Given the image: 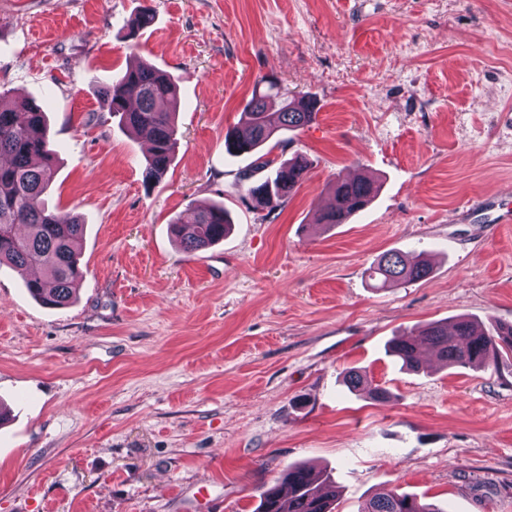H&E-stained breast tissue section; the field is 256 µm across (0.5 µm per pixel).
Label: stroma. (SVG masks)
Masks as SVG:
<instances>
[{"mask_svg":"<svg viewBox=\"0 0 512 512\" xmlns=\"http://www.w3.org/2000/svg\"><path fill=\"white\" fill-rule=\"evenodd\" d=\"M136 55L181 99L149 186L145 143L99 102ZM267 78L318 102L271 153L311 163L271 210L224 151ZM0 89L46 106L49 203L83 220L86 267L64 309L0 269V512H254L294 463L332 476L336 512L385 488L512 512V352L417 374L387 354L431 321L512 324V0H0ZM339 173L378 192L326 227ZM478 197L486 216H462ZM192 203L233 223L196 254L171 232ZM390 249L431 277L372 288Z\"/></svg>","mask_w":512,"mask_h":512,"instance_id":"obj_1","label":"stroma"}]
</instances>
